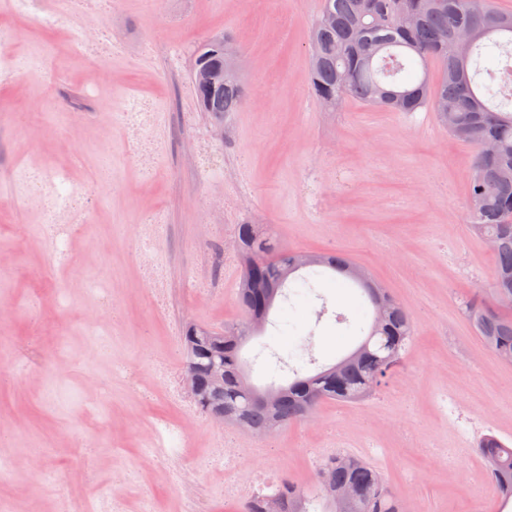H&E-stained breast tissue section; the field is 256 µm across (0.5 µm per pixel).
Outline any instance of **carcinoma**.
Returning a JSON list of instances; mask_svg holds the SVG:
<instances>
[{"mask_svg":"<svg viewBox=\"0 0 512 512\" xmlns=\"http://www.w3.org/2000/svg\"><path fill=\"white\" fill-rule=\"evenodd\" d=\"M334 23L327 25L323 15ZM462 32L472 36L467 55L456 50ZM311 91L327 107L355 99L390 112L429 108L438 120L448 111V134L475 149L469 188L472 234L493 249L495 272L486 288L470 297L465 314L476 335L502 361L512 364V11L489 0H323L309 32ZM235 56L229 39L200 44L190 80L200 108L212 116L237 112L245 104L241 81L229 72ZM438 66L437 82L430 68ZM243 244L238 301L249 316L267 321L275 298L269 288L291 282L293 294L313 288L331 270L362 290L372 315L364 339L336 364L286 385L258 389L245 377L241 351L248 339L235 325L221 331L189 323L182 336L185 380L206 415L224 410V422L255 434L305 420L328 400L358 402L385 382L415 334L407 310L373 278L361 279L357 264L343 253H316L302 274H290L293 252L281 251L258 224L238 225ZM503 505L512 502V446L494 435L479 445ZM353 500L340 505L338 489ZM283 512H402L400 496L369 462L346 452L318 465L314 488L283 480L275 489Z\"/></svg>","mask_w":512,"mask_h":512,"instance_id":"carcinoma-1","label":"carcinoma"}]
</instances>
